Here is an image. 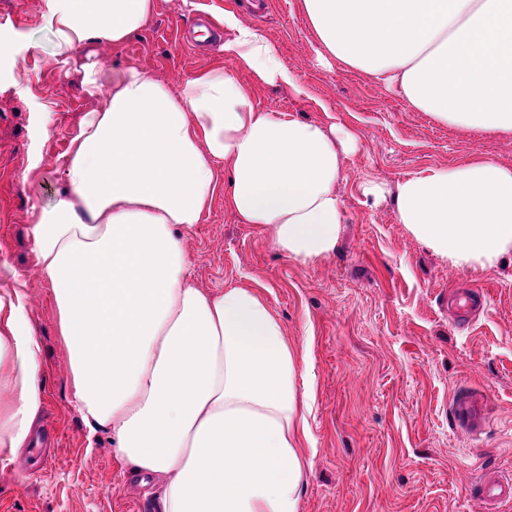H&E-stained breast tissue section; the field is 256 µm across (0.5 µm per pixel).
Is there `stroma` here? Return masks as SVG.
Instances as JSON below:
<instances>
[{"instance_id":"stroma-1","label":"stroma","mask_w":512,"mask_h":512,"mask_svg":"<svg viewBox=\"0 0 512 512\" xmlns=\"http://www.w3.org/2000/svg\"><path fill=\"white\" fill-rule=\"evenodd\" d=\"M148 24L122 45L93 42L57 62L42 0H0V36L17 65L0 64V289L21 288L41 339L45 406L38 419L57 439V463L39 469L29 449L0 452V512H142L163 484L134 485L107 433L89 439L73 404L68 348L50 285L38 274L32 228L64 196L62 157L85 112L98 107L82 66L111 85L131 66L171 88L225 64L220 47L195 53L178 40L200 13L223 21L225 0H155ZM297 76L302 93L237 71L254 105L354 132L337 191L343 224L336 249L310 264L278 251L268 235L225 210L223 194L184 234L188 279L221 292L259 289L301 364L311 442L299 512H489L474 492L512 477V259L456 268L400 224L392 200L365 198L373 178L396 186L429 166L480 157L512 167V132L453 128L413 109L397 91L338 60L320 64L303 0H269L259 18L240 14ZM484 303L463 320L455 293ZM487 407L478 432L454 415L456 398Z\"/></svg>"}]
</instances>
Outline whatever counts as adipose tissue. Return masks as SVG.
<instances>
[{"mask_svg": "<svg viewBox=\"0 0 512 512\" xmlns=\"http://www.w3.org/2000/svg\"><path fill=\"white\" fill-rule=\"evenodd\" d=\"M56 54L125 42L155 0H43ZM322 48L463 130L512 132V0H304ZM217 66L171 89L129 69L102 90L64 162L67 193L32 229L71 355L73 401L133 474L163 480L162 512H299L307 421L303 372L251 288L192 286L182 234L224 206L307 263L333 251L349 133L252 104L233 67L297 87L276 48L235 16ZM400 223L456 267L512 256V167L435 166L395 190ZM41 342L22 289L0 290V449L26 447L45 403Z\"/></svg>", "mask_w": 512, "mask_h": 512, "instance_id": "adipose-tissue-1", "label": "adipose tissue"}]
</instances>
